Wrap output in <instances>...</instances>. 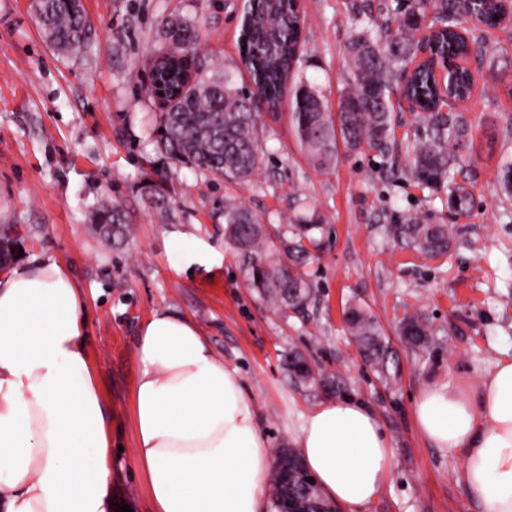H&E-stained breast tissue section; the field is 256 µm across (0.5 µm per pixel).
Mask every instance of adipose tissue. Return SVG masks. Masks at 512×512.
<instances>
[{
    "label": "adipose tissue",
    "instance_id": "1",
    "mask_svg": "<svg viewBox=\"0 0 512 512\" xmlns=\"http://www.w3.org/2000/svg\"><path fill=\"white\" fill-rule=\"evenodd\" d=\"M71 270L33 258L0 275V512H114L112 432ZM135 459L151 512H268L270 451L236 371L191 319L155 310L138 329ZM421 434L461 452L483 512H512V361L474 388L423 387ZM294 450L323 494L364 512L392 470L375 414L353 398L308 414Z\"/></svg>",
    "mask_w": 512,
    "mask_h": 512
}]
</instances>
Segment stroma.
Wrapping results in <instances>:
<instances>
[{
  "mask_svg": "<svg viewBox=\"0 0 512 512\" xmlns=\"http://www.w3.org/2000/svg\"><path fill=\"white\" fill-rule=\"evenodd\" d=\"M89 41L65 55L44 38L35 0H0V226L14 230L23 259L68 265L83 291L88 343L112 423L117 495L131 512H149L134 459L130 400L138 376L141 322L167 309L196 321L216 356L240 375L270 449L292 446L304 418L326 401L317 387L296 388L282 355L311 354L336 375L340 398L362 401L377 416L392 451L391 477L364 512H483L462 479L460 452L419 432L417 392L455 379L474 386L498 362L512 360V195L498 177L512 160V20L485 28L489 53L473 63L476 83L458 111L473 140L456 166L474 195L468 217H452L446 194L419 186L405 169L408 150L428 130L398 107L379 149H338L335 169L315 170L292 123V98L258 116L264 155L251 182L214 180L162 156L155 142L157 99L147 91L150 64L164 45L162 24L178 14L198 26L194 51L204 74L240 68L238 43L246 0H82ZM359 0H301L305 38L296 77L315 83L328 112L338 110L346 47L358 26ZM161 180L168 213L146 185ZM240 198L270 230L304 210L326 228L307 266L313 298L298 316L274 312L249 287L239 251L224 238V199ZM119 202L129 236L112 238L90 213ZM417 219L456 223L447 253L430 258L395 240L391 229ZM209 249L184 263L173 243ZM367 307L392 358L386 382L366 365L346 333L344 309ZM430 321L429 354L406 350L399 322Z\"/></svg>",
  "mask_w": 512,
  "mask_h": 512,
  "instance_id": "obj_1",
  "label": "stroma"
}]
</instances>
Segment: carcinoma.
Instances as JSON below:
<instances>
[{"instance_id":"1","label":"carcinoma","mask_w":512,"mask_h":512,"mask_svg":"<svg viewBox=\"0 0 512 512\" xmlns=\"http://www.w3.org/2000/svg\"><path fill=\"white\" fill-rule=\"evenodd\" d=\"M475 11L486 27L500 24L497 0H407L396 28L379 23L357 32L349 45L351 65L342 91L340 112H326L323 98L309 80L292 87L293 121L299 144L309 163L320 171L336 165L337 142L343 140L351 151L375 148L389 138L393 126V87L401 84L405 62L413 60L421 48L418 38L422 22L431 16V26L439 27V64L462 60L470 55L483 57L489 47L483 37L469 32L458 35L455 28L462 14ZM37 18L48 41L59 51L74 52L86 46L88 27L82 0H39ZM240 56L252 84L237 87L228 69L211 77L199 76L187 89L181 88L186 45L196 43L199 33L186 19L172 15L163 25L165 46L151 64L153 81L160 83L166 104L156 117L157 145L165 157L209 173L217 180L248 182L256 170L262 151L255 112L262 106L276 110L284 86L297 61L301 27L291 5L283 0H249L244 12ZM447 95H469L472 77L465 68L448 74ZM407 94L421 113L430 131L429 138L414 145L408 155V169L427 188H448L447 202L455 215L469 214L473 195L455 181L454 151L472 136L463 115L446 109L430 72L420 70L407 81ZM99 229L123 237L128 225L117 202L102 203L91 214ZM225 236L244 258L248 285L275 311L300 315L308 306L312 289L305 272L313 250L320 247L323 219L315 212L295 217L278 234V241L266 239V229L238 198H224ZM455 232L453 224L413 221L394 230L414 250L435 257L444 253ZM349 333L358 344L367 364L389 378L387 350L380 326L363 306L353 304L346 312ZM401 335L412 350L428 351L433 332L428 319L409 314L401 321ZM284 366L302 383L320 381L326 392H335V376L321 368L311 369L306 355L290 349ZM288 492L316 506L328 504L317 484L296 483Z\"/></svg>"}]
</instances>
